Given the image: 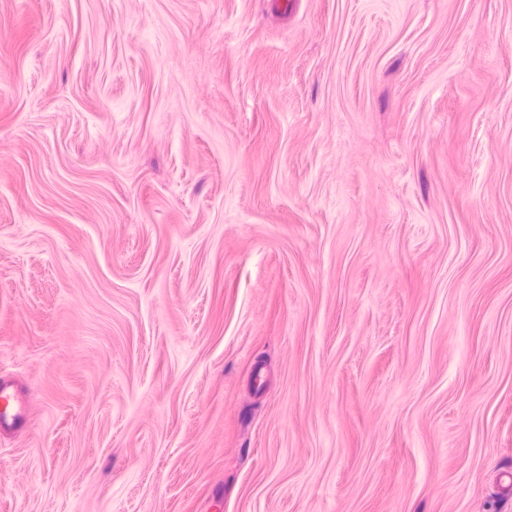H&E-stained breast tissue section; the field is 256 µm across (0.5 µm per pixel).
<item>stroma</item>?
Returning a JSON list of instances; mask_svg holds the SVG:
<instances>
[{
    "mask_svg": "<svg viewBox=\"0 0 512 512\" xmlns=\"http://www.w3.org/2000/svg\"><path fill=\"white\" fill-rule=\"evenodd\" d=\"M0 512H512V0H0ZM0 428L12 429L26 421V409L16 398L10 386L0 383Z\"/></svg>",
    "mask_w": 512,
    "mask_h": 512,
    "instance_id": "stroma-1",
    "label": "stroma"
}]
</instances>
